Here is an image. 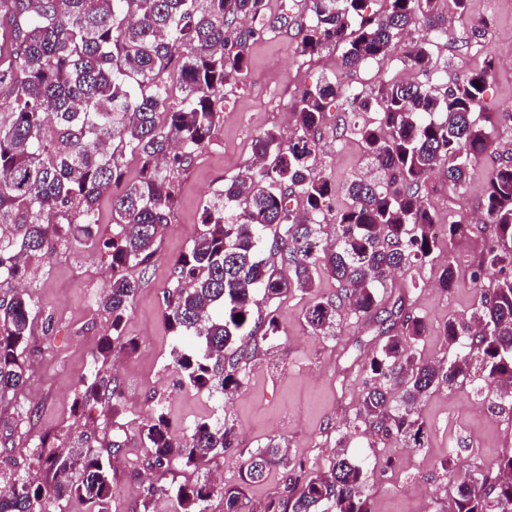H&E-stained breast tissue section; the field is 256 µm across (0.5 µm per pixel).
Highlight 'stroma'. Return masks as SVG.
Here are the masks:
<instances>
[{
	"mask_svg": "<svg viewBox=\"0 0 512 512\" xmlns=\"http://www.w3.org/2000/svg\"><path fill=\"white\" fill-rule=\"evenodd\" d=\"M485 17L492 18V25L483 36H474L477 21ZM452 30L449 40L435 50L441 75L448 81L479 65L483 49L512 44V0H468L466 15L455 21ZM296 46L291 29L250 42V67L226 89L224 122L212 144L190 167L173 174L178 201L172 221L125 323L124 334L137 340L138 349L122 356L120 365L109 362L102 368L104 376L119 386L118 412L93 402L77 410L72 407L78 383L91 369L107 328L99 302L109 282L108 254L79 240L34 272L29 293L37 316L25 354L27 384L17 396L0 402V484L21 477L45 481L35 460V445L43 434L54 436L55 448L63 453L81 438L95 447L115 440L120 451L112 459L116 492L112 512H132L146 497L151 500L150 512H177L171 490L194 480L195 474L178 466L147 468L140 431L157 404L179 437L203 420L224 419L234 425L236 447L208 467L209 474L221 475L226 484L238 481L239 466L249 451L270 440L286 442L291 456L309 471L322 467L337 442H344L348 456L370 472L366 492L375 512H445L451 482L468 475L472 460L491 468L503 451L512 448V413H491L459 387H442L422 399L418 413L430 429L427 448L346 436L345 422L370 383L360 362L373 345L377 326L345 311L335 336L311 335L303 314L314 302L335 294L336 282L327 276L310 294L293 290L272 301L256 296L254 314L276 313L280 332L274 343L262 346L249 360L246 383L234 396L222 400L204 390L178 386L171 358L176 339L163 319V296L171 286L173 261L188 250L202 228L204 205L226 180L251 164L257 136L291 123L290 109L303 88L326 79L367 95L379 83L401 79L404 72L396 53L371 66L348 70L340 64L339 50L329 47L309 59L300 56ZM485 105L504 115L495 153L476 165L462 192L449 184L445 167L430 174L427 202L440 220L473 223L485 192L486 172L496 156L512 153V63L502 65L490 80ZM346 113L347 106L331 107L318 153V173L339 187L370 168L361 144L336 134ZM439 272L438 265H419L388 280L382 291L384 306H392L402 295L414 314L425 317L429 333L417 349L434 361L448 357L440 334L444 322L468 316L476 299L468 275H460L456 288L445 292L438 287ZM47 317L52 320L48 330L43 327ZM19 406L34 409L32 420H19L15 413ZM452 448L458 451V466L449 476L440 462ZM151 486L157 489L152 496L147 493Z\"/></svg>",
	"mask_w": 512,
	"mask_h": 512,
	"instance_id": "1",
	"label": "stroma"
}]
</instances>
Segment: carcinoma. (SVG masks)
Instances as JSON below:
<instances>
[{"mask_svg": "<svg viewBox=\"0 0 512 512\" xmlns=\"http://www.w3.org/2000/svg\"><path fill=\"white\" fill-rule=\"evenodd\" d=\"M307 2L304 14L272 18L268 0H0V227L11 228L0 234V284L28 278L32 262H45L77 231L111 256V281L99 304L109 327L74 405L94 399L118 412V389L97 364L138 347L123 335L139 288L125 271L133 266L147 275L176 204L171 172L189 167L213 142L224 122L225 86L249 67V42L289 24L301 55L340 47L346 69L383 60L408 36L401 61L416 77L382 82L368 96L324 80L295 101L297 133L288 144L277 131L255 139L260 164L204 206L203 229L173 262L164 320L177 339L203 342L199 352L172 349L174 372L193 389L236 393L248 361L280 328L272 313L254 317V295L273 300L292 289L311 292L315 275L327 273L338 288L306 310L311 334L333 335L344 307L379 325L365 365L372 384L351 420L354 433L427 447L428 428L416 408L444 385L468 383L489 408L503 409L512 389V158L487 172L479 224L450 221L438 238L432 232L438 218L425 201L434 167L447 165L448 182L461 190L491 151L501 117L484 110V95L498 57L487 49L477 68L445 82L431 52L448 32L444 0H384L380 12L373 0ZM339 100L377 114L346 132L379 173L347 182L348 203L340 209L336 188L315 171L326 112ZM131 161L139 178L128 183ZM108 194L112 236L102 241L98 206ZM296 197L306 213L302 222L290 206ZM330 217L332 245L321 237ZM461 240L476 249L469 265L476 307L469 320L445 323L448 361H425L417 344L426 323L402 298L384 307L380 288ZM460 267L444 259L438 288H455ZM491 277L493 286L484 288ZM35 316L24 288L0 300V399L27 383L24 351ZM141 434L149 466L164 470L174 464L201 470L235 439L234 427L217 420L196 424L178 440L160 407ZM342 443L336 441L324 469L301 478L296 471L303 465L271 440L248 453L234 484L198 478L179 485V512H207L215 495L224 512H255L245 488L276 467L288 470L287 479L263 512H373L368 469L343 453ZM37 447L51 482L16 479L0 493V512H44L50 497H76L88 512H111L119 444L60 454L41 438ZM448 512H512V452L495 468L455 483Z\"/></svg>", "mask_w": 512, "mask_h": 512, "instance_id": "cac0c4a2", "label": "carcinoma"}]
</instances>
